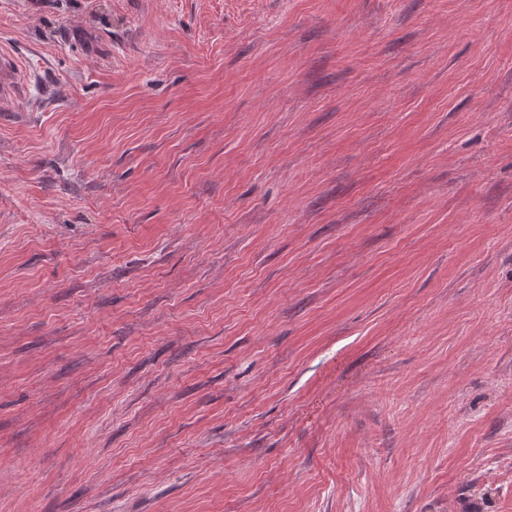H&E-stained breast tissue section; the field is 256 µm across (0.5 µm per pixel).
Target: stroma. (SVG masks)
<instances>
[{"label": "stroma", "instance_id": "stroma-1", "mask_svg": "<svg viewBox=\"0 0 512 512\" xmlns=\"http://www.w3.org/2000/svg\"><path fill=\"white\" fill-rule=\"evenodd\" d=\"M0 512H512V0H0ZM27 82L17 59L8 52H0V99L16 97L26 89Z\"/></svg>", "mask_w": 512, "mask_h": 512}]
</instances>
